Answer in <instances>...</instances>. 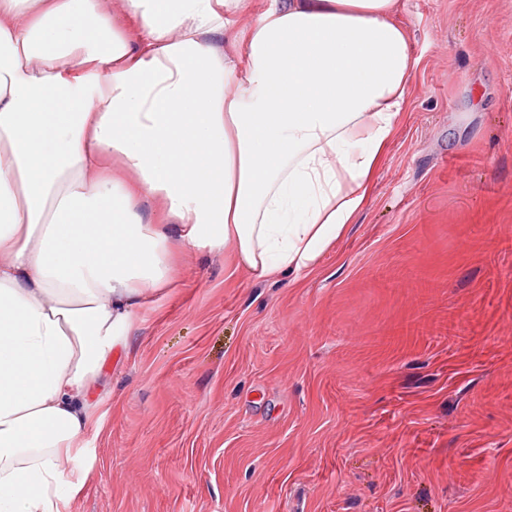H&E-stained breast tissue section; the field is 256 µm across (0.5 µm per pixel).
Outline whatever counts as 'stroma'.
I'll return each instance as SVG.
<instances>
[{
    "instance_id": "obj_1",
    "label": "stroma",
    "mask_w": 512,
    "mask_h": 512,
    "mask_svg": "<svg viewBox=\"0 0 512 512\" xmlns=\"http://www.w3.org/2000/svg\"><path fill=\"white\" fill-rule=\"evenodd\" d=\"M410 100L300 283L187 250L70 512H512V0H400Z\"/></svg>"
}]
</instances>
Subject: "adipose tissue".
Masks as SVG:
<instances>
[{
	"instance_id": "ef3b65f1",
	"label": "adipose tissue",
	"mask_w": 512,
	"mask_h": 512,
	"mask_svg": "<svg viewBox=\"0 0 512 512\" xmlns=\"http://www.w3.org/2000/svg\"><path fill=\"white\" fill-rule=\"evenodd\" d=\"M399 0H0V512H65L105 365L187 248L311 271L418 61Z\"/></svg>"
}]
</instances>
